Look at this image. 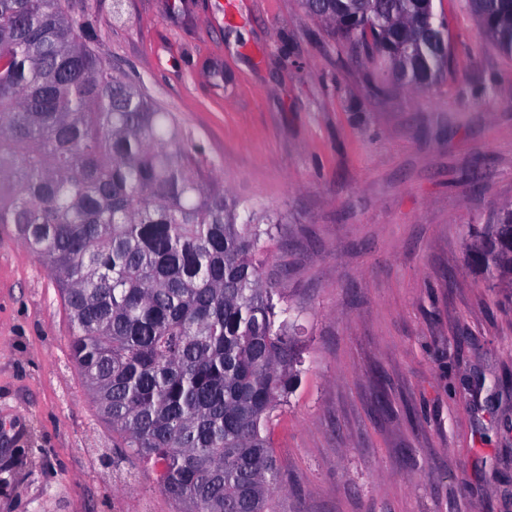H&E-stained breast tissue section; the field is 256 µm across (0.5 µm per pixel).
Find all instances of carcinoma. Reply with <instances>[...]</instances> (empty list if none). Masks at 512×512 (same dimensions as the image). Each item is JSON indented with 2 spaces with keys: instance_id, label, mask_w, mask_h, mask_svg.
<instances>
[{
  "instance_id": "cac0c4a2",
  "label": "carcinoma",
  "mask_w": 512,
  "mask_h": 512,
  "mask_svg": "<svg viewBox=\"0 0 512 512\" xmlns=\"http://www.w3.org/2000/svg\"><path fill=\"white\" fill-rule=\"evenodd\" d=\"M303 5L409 88L450 64L433 0ZM470 8L511 54L512 0ZM92 43L69 0H0V224L55 280L114 442L178 512H271L269 423L302 366L260 259L279 220L239 221L176 116ZM469 237L489 286L512 282V208Z\"/></svg>"
}]
</instances>
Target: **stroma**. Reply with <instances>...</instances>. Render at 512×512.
<instances>
[{"instance_id": "1", "label": "stroma", "mask_w": 512, "mask_h": 512, "mask_svg": "<svg viewBox=\"0 0 512 512\" xmlns=\"http://www.w3.org/2000/svg\"><path fill=\"white\" fill-rule=\"evenodd\" d=\"M232 197L279 217L265 270L304 363L273 512H512V288L466 263L512 206V55L468 0L417 92L301 0H73ZM45 265L0 228V512H177L112 441Z\"/></svg>"}]
</instances>
